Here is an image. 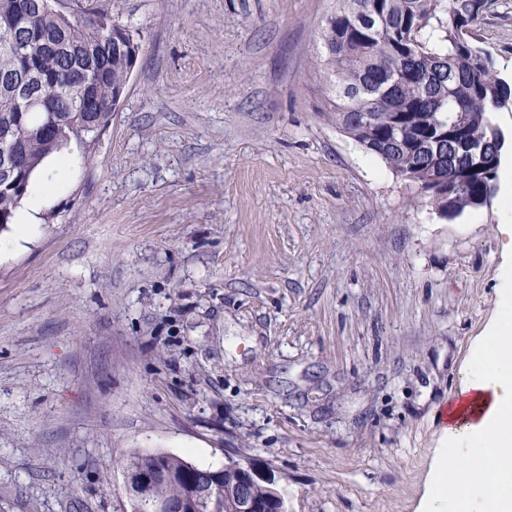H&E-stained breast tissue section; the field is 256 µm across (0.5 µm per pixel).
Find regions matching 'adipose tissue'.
I'll use <instances>...</instances> for the list:
<instances>
[{
    "mask_svg": "<svg viewBox=\"0 0 512 512\" xmlns=\"http://www.w3.org/2000/svg\"><path fill=\"white\" fill-rule=\"evenodd\" d=\"M68 164L58 157L32 182L14 219L26 239ZM502 310L487 329L448 404L444 446L430 465L419 512H512V168L502 173Z\"/></svg>",
    "mask_w": 512,
    "mask_h": 512,
    "instance_id": "1",
    "label": "adipose tissue"
}]
</instances>
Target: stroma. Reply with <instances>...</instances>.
Here are the masks:
<instances>
[{
	"label": "stroma",
	"mask_w": 512,
	"mask_h": 512,
	"mask_svg": "<svg viewBox=\"0 0 512 512\" xmlns=\"http://www.w3.org/2000/svg\"><path fill=\"white\" fill-rule=\"evenodd\" d=\"M332 0H112L140 53L36 232L0 231V512H127L123 460L415 512L497 315L500 205L437 216L321 120ZM512 72V0L472 27Z\"/></svg>",
	"instance_id": "1"
}]
</instances>
